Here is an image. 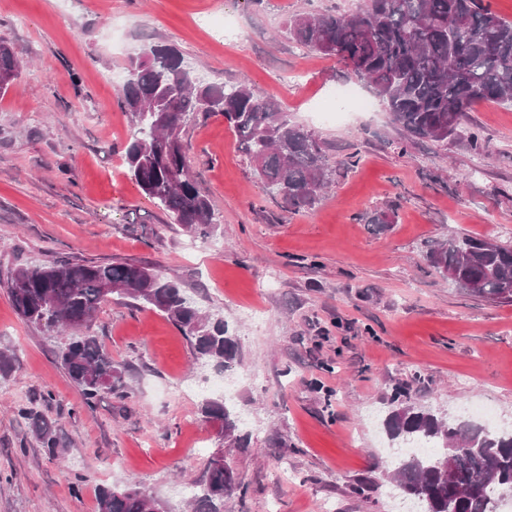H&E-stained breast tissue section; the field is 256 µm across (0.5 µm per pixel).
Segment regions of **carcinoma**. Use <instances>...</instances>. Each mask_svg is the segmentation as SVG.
Wrapping results in <instances>:
<instances>
[{"label":"carcinoma","mask_w":512,"mask_h":512,"mask_svg":"<svg viewBox=\"0 0 512 512\" xmlns=\"http://www.w3.org/2000/svg\"><path fill=\"white\" fill-rule=\"evenodd\" d=\"M285 29L368 81L408 143L458 141L484 149L478 132L462 129L466 112L481 101L512 103V21L482 0H369L365 10L340 16L295 13ZM181 66L169 46L153 44L125 67L117 103L137 130L124 148V163L140 190L171 223L208 237L214 208L191 175L182 131L190 115L219 112L270 192L290 210L311 207L332 181L319 137L289 120L275 101L256 97L245 81L203 90L173 84ZM19 70L1 42L0 77ZM426 261L471 296L512 303V241L452 235L434 243ZM105 284L164 314L196 357L226 371L236 366L237 345L224 319L201 313L176 281L146 263L61 259L14 268L7 288L15 311L31 325L70 332L58 359L88 406L124 387L122 371L92 330ZM16 414L48 458L64 462L66 443L57 423L25 405ZM201 415L222 428L230 446L246 444L223 400H206ZM384 426L403 448L418 441L433 448L429 456L399 457L390 474L403 498L421 504L423 512H495L496 499L512 493V430L452 421L408 395L389 409ZM452 448L458 449L454 455ZM238 485L224 457L213 454L189 500L191 512H224V498ZM97 506L98 512H155L159 501L140 488L101 486Z\"/></svg>","instance_id":"cac0c4a2"}]
</instances>
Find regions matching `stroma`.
<instances>
[{"mask_svg":"<svg viewBox=\"0 0 512 512\" xmlns=\"http://www.w3.org/2000/svg\"><path fill=\"white\" fill-rule=\"evenodd\" d=\"M367 0H0V41L22 67L0 95V512H96L98 485H131L188 512L207 459L223 452L243 489L224 512H396L382 419L395 387L464 417L479 404L512 428V304L434 275L429 245L448 235L512 240V105L476 104L484 150L425 142L402 149L375 105L322 121L339 84L373 98L336 57L291 39L287 16L343 15ZM175 48L206 82L247 81L323 141L331 187L295 213L272 199L223 116L184 128L191 173L215 227L190 235L143 196L123 147L134 127L113 73L148 43ZM356 166H346L350 154ZM386 213L387 227L365 223ZM154 264L202 311L224 320L239 361L224 372L195 354L162 313L112 296L94 331L124 388L87 407L60 366L61 335L25 323L7 276L54 259ZM230 382L224 392L221 382ZM224 398L244 448L226 447L200 406ZM62 428L47 458L13 408Z\"/></svg>","mask_w":512,"mask_h":512,"instance_id":"1","label":"stroma"}]
</instances>
